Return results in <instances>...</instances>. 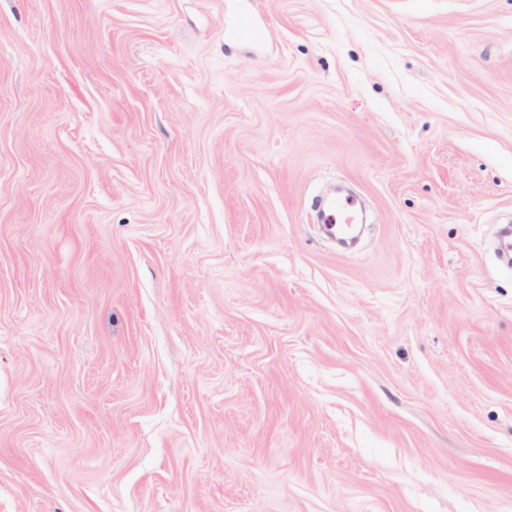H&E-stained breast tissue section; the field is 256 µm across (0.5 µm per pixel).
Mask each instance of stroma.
<instances>
[{
    "mask_svg": "<svg viewBox=\"0 0 512 512\" xmlns=\"http://www.w3.org/2000/svg\"><path fill=\"white\" fill-rule=\"evenodd\" d=\"M509 222L512 0H0V512H512ZM354 208L355 202L350 198H340L330 202L323 210L326 218L325 224H329L337 233H340L342 227L341 224H338V221L345 213L353 212Z\"/></svg>",
    "mask_w": 512,
    "mask_h": 512,
    "instance_id": "stroma-1",
    "label": "stroma"
}]
</instances>
